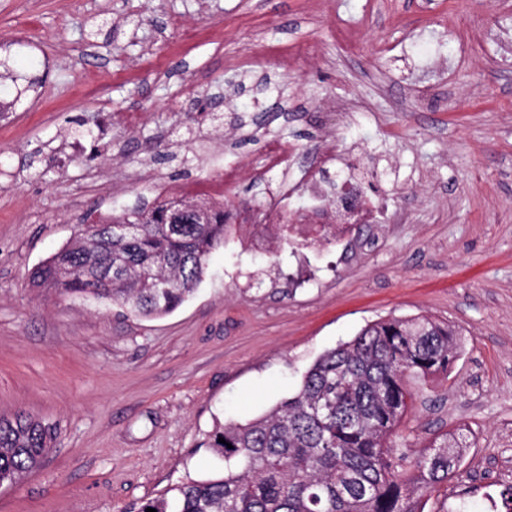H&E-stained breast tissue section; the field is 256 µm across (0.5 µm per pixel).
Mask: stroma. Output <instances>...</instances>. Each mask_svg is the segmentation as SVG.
Returning a JSON list of instances; mask_svg holds the SVG:
<instances>
[{
    "label": "stroma",
    "mask_w": 512,
    "mask_h": 512,
    "mask_svg": "<svg viewBox=\"0 0 512 512\" xmlns=\"http://www.w3.org/2000/svg\"><path fill=\"white\" fill-rule=\"evenodd\" d=\"M304 43L317 55L294 58ZM0 49L22 89L0 125V414L57 430L0 512H134L212 477L216 423L291 397L367 323L419 314L463 345L447 376L410 378L404 442H471L424 512H487L512 482V0H0ZM336 97L362 105L335 136L388 220L375 248L273 263L244 227L157 318L32 287L80 225L158 185L237 167L224 204L261 206L268 148L310 165ZM103 113V140L56 164Z\"/></svg>",
    "instance_id": "obj_1"
}]
</instances>
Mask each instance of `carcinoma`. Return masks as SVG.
Wrapping results in <instances>:
<instances>
[{
	"label": "carcinoma",
	"mask_w": 512,
	"mask_h": 512,
	"mask_svg": "<svg viewBox=\"0 0 512 512\" xmlns=\"http://www.w3.org/2000/svg\"><path fill=\"white\" fill-rule=\"evenodd\" d=\"M176 202L83 225L34 270V287L89 295L142 316L175 310L232 228L229 212L211 202L172 226L167 217ZM116 222L136 230L116 238ZM292 231L270 224L255 244L274 258L291 244ZM461 346L459 332L427 314L367 324L322 354L294 396L263 416L215 426L206 445L221 455L222 473L188 478L172 500L144 501L137 512H424L423 498L459 470L463 434L437 433L414 457L398 447L397 428L414 403L406 378L448 373ZM55 436L54 426L27 413L0 415V486L37 468Z\"/></svg>",
	"instance_id": "cac0c4a2"
}]
</instances>
